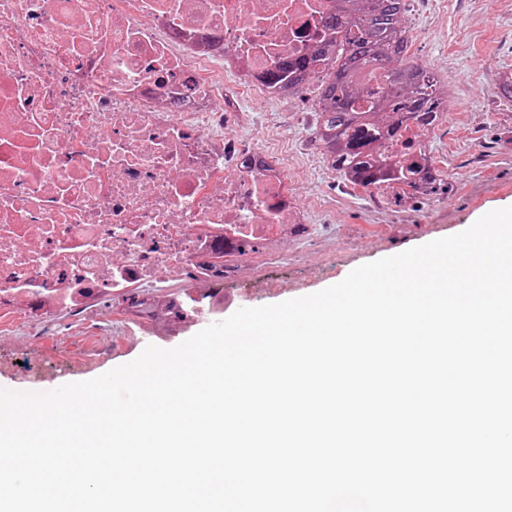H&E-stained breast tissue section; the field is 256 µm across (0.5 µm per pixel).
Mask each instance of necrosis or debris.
<instances>
[{"label":"necrosis or debris","mask_w":512,"mask_h":512,"mask_svg":"<svg viewBox=\"0 0 512 512\" xmlns=\"http://www.w3.org/2000/svg\"><path fill=\"white\" fill-rule=\"evenodd\" d=\"M335 0H0V335L168 290L219 289L288 256L307 211L298 159L266 122L225 136L224 101L268 103L265 73L332 39ZM255 156L262 167L246 168Z\"/></svg>","instance_id":"obj_1"}]
</instances>
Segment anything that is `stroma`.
Returning a JSON list of instances; mask_svg holds the SVG:
<instances>
[{"label": "stroma", "instance_id": "35a3bbf8", "mask_svg": "<svg viewBox=\"0 0 512 512\" xmlns=\"http://www.w3.org/2000/svg\"><path fill=\"white\" fill-rule=\"evenodd\" d=\"M405 25L421 31L410 52L434 73L451 104L429 144L450 193L411 198L392 189L379 197L340 179L325 180L318 168H300L306 193L298 206L307 207L311 193L335 199L333 227L325 228L322 215H310L287 265L270 272L284 287L225 285V314L316 293L361 265L460 233L488 212L512 206V101L499 90L500 76L512 73V0H445L440 13L430 0H410ZM316 110L311 85L275 98L262 117L294 147L319 158ZM71 323L61 315L43 334L0 338V388L47 392L86 381L133 361L146 346L176 347L209 321L148 324L114 345L73 332Z\"/></svg>", "mask_w": 512, "mask_h": 512}]
</instances>
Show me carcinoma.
<instances>
[{"mask_svg":"<svg viewBox=\"0 0 512 512\" xmlns=\"http://www.w3.org/2000/svg\"><path fill=\"white\" fill-rule=\"evenodd\" d=\"M339 2L326 25L342 37L279 59L267 73L269 88L298 92L317 82V140L348 183L367 190L394 184L412 196L450 192L430 156L390 160L382 151L402 128L428 130L450 111L435 77L408 54V0ZM374 68L384 69L389 83L372 95L361 79Z\"/></svg>","mask_w":512,"mask_h":512,"instance_id":"carcinoma-1","label":"carcinoma"}]
</instances>
